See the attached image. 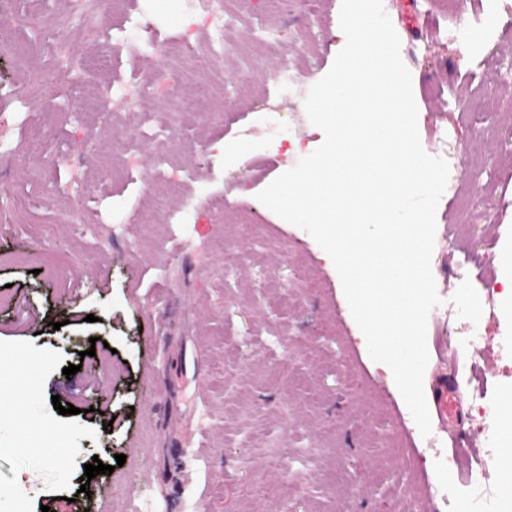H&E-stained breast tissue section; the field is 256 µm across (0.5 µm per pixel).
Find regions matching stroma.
<instances>
[{"label": "stroma", "instance_id": "1", "mask_svg": "<svg viewBox=\"0 0 512 512\" xmlns=\"http://www.w3.org/2000/svg\"><path fill=\"white\" fill-rule=\"evenodd\" d=\"M383 4L421 145L449 165L427 335L471 334L455 385L483 459L512 401V315L488 298L512 274V12ZM340 8L228 0L215 56L191 0H98L92 23L129 48L95 70L109 46L67 22L70 0H0V357L13 364L0 375V512H456L466 470L451 429L421 435L331 258L257 198L324 140L271 78L290 69L309 92L336 57ZM163 62L173 81L215 80L206 111H178L152 85L146 117L98 109L92 85ZM72 364L86 383L75 392ZM95 459L114 471L80 493Z\"/></svg>", "mask_w": 512, "mask_h": 512}]
</instances>
